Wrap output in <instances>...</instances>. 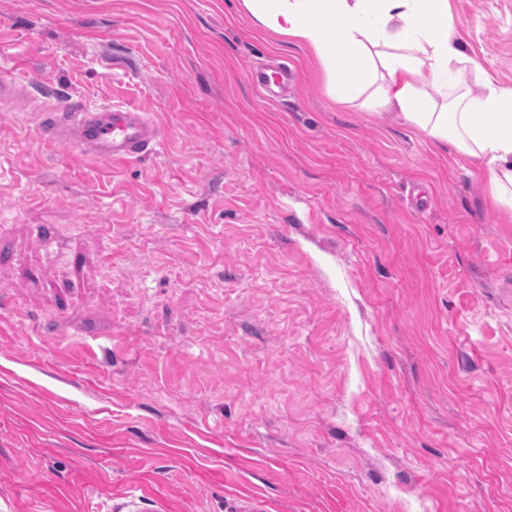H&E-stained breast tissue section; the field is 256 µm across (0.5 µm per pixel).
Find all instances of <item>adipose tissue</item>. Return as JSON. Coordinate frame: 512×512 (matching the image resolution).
I'll return each mask as SVG.
<instances>
[{"instance_id":"ef3b65f1","label":"adipose tissue","mask_w":512,"mask_h":512,"mask_svg":"<svg viewBox=\"0 0 512 512\" xmlns=\"http://www.w3.org/2000/svg\"><path fill=\"white\" fill-rule=\"evenodd\" d=\"M254 26L305 45L328 76V93L350 103L374 92L441 148L478 161L494 205L512 210V86L484 80L480 95L451 107L434 93L482 74L464 50L448 0H243Z\"/></svg>"}]
</instances>
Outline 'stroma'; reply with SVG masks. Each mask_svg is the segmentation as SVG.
I'll list each match as a JSON object with an SVG mask.
<instances>
[{"label": "stroma", "mask_w": 512, "mask_h": 512, "mask_svg": "<svg viewBox=\"0 0 512 512\" xmlns=\"http://www.w3.org/2000/svg\"><path fill=\"white\" fill-rule=\"evenodd\" d=\"M448 10L512 85V0ZM0 65V512H512V223L476 162L333 101L242 0H0ZM69 97L160 148L42 140ZM278 74L252 69L250 72V83L258 96L267 101L274 102L276 95L272 88L276 86ZM43 140L70 145L83 153L125 163L153 154L161 143V128L149 113L136 107L92 109L82 100L50 104L39 114Z\"/></svg>", "instance_id": "obj_1"}]
</instances>
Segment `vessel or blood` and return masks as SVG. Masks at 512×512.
Instances as JSON below:
<instances>
[{"label":"vessel or blood","mask_w":512,"mask_h":512,"mask_svg":"<svg viewBox=\"0 0 512 512\" xmlns=\"http://www.w3.org/2000/svg\"><path fill=\"white\" fill-rule=\"evenodd\" d=\"M278 76L251 70L250 83L258 96L274 101ZM43 140L70 145L83 153L125 163L153 154L161 143V128L136 107L90 108L82 100L45 106L39 115Z\"/></svg>","instance_id":"obj_1"}]
</instances>
